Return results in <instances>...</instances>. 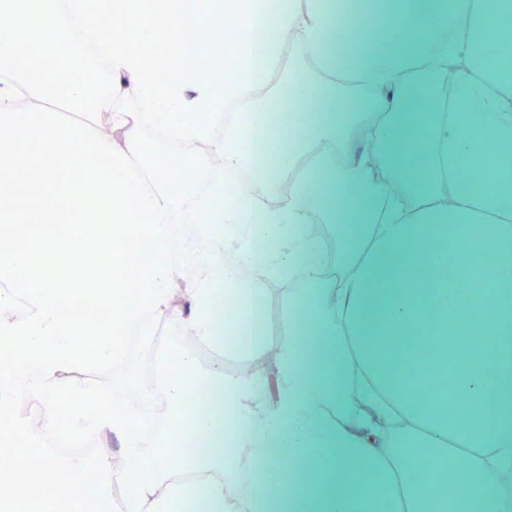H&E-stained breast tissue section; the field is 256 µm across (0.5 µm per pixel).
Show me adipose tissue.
<instances>
[{"label": "adipose tissue", "mask_w": 512, "mask_h": 512, "mask_svg": "<svg viewBox=\"0 0 512 512\" xmlns=\"http://www.w3.org/2000/svg\"><path fill=\"white\" fill-rule=\"evenodd\" d=\"M261 6L230 24L248 50L227 92L231 108L279 119L264 155L247 122L225 133V168L249 177L211 183L194 277L158 315L215 344L223 285L239 288L240 319L264 304L242 277L256 257L281 282L322 260L314 210L338 228L336 272L292 294L278 333L240 342L252 373H201L184 349L155 357L161 439L185 476L164 474L141 512L199 497L206 512H512V212L458 177L478 149L486 177L512 186V0H290L268 21ZM292 38L306 65L269 88ZM452 59L464 107L440 91ZM286 180L287 205L261 206ZM228 432L252 450L242 499L225 492L239 469ZM83 469L45 454L32 479L1 475L0 492L35 500L65 474L69 502L85 501ZM433 472L451 474L449 493L430 490Z\"/></svg>", "instance_id": "adipose-tissue-1"}]
</instances>
